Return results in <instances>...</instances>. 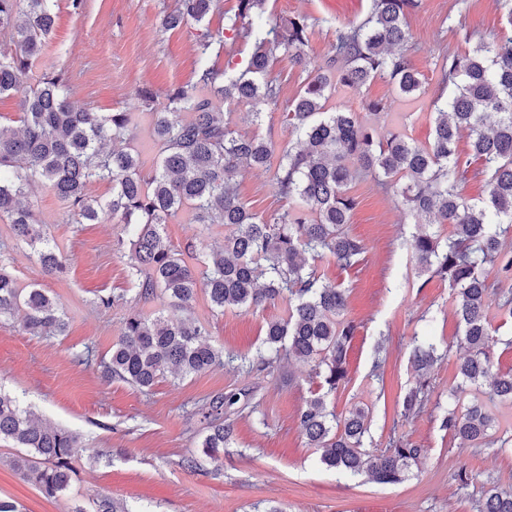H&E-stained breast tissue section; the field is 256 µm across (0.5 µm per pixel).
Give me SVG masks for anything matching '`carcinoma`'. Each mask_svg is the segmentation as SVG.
Here are the masks:
<instances>
[{
	"instance_id": "cac0c4a2",
	"label": "carcinoma",
	"mask_w": 512,
	"mask_h": 512,
	"mask_svg": "<svg viewBox=\"0 0 512 512\" xmlns=\"http://www.w3.org/2000/svg\"><path fill=\"white\" fill-rule=\"evenodd\" d=\"M26 7H20L21 3ZM219 0H179L163 15L161 27L174 29L192 20L205 21ZM268 0H237L226 30L251 45L247 64L234 75L209 66L198 71L200 96L177 88L167 103L153 108L154 93L140 91L153 110V136L159 146L152 174L141 175L138 155L124 143L136 136L125 112H94L72 101L62 73L45 74L30 91L23 89L43 40L54 28L56 0H0V95L22 92L19 130L0 125V218L8 219L15 237L37 254L44 273L65 269V260L44 231L29 190L48 185L65 205L67 221L89 224L112 217L126 225L131 261L128 276L144 301L164 299L174 310H186L203 287L211 306L257 309L286 300L285 318L267 323L264 349L253 358L223 356L200 322L159 311L134 314L104 363L117 376L141 389L151 388L166 372L195 375L217 364L233 370L261 371L277 359L293 357L311 366L327 392L306 400L299 411L301 433L309 447L322 449L321 461L340 474L368 473L380 484L402 482L422 452L391 429L388 447L377 452L364 446L367 414L353 408L343 416L328 408L327 394L347 382L348 352L357 325L345 317L344 291L321 283L315 262L326 257L348 268L365 253L364 244L344 229L356 200L349 194L355 173L371 176L395 189L409 210L427 224H448L445 240L422 232L410 247L423 272L449 282L461 333L458 345L467 356L458 365L456 392L471 394L464 405L448 410L444 426L453 438L480 448L496 427L488 401H512V371L495 369L493 349L499 343L485 304L493 287L512 281V253L502 237L512 234V48L479 42L468 54L443 57V81L455 86L449 98L431 101L437 114L432 140L418 144L401 131L378 133L367 114L329 110L326 102L339 86L358 90L374 78L392 84L405 98L422 94L423 82L405 56L409 35L406 18L419 0H372L367 17L336 29L330 56L308 68L304 17L254 28L252 17L266 12ZM224 47L222 34L205 32L199 58L213 46ZM287 55L308 70L305 83L288 105L286 121L296 145L276 150L258 134L242 135L224 122L217 103L228 100L257 106L248 113L259 125L261 107L277 105L281 87L271 78L273 63ZM191 113L185 120L182 112ZM471 140L472 156L490 173L489 197L482 204L459 190L468 162L456 150L461 132ZM274 169L276 193L287 208L260 216L242 202L235 178L246 169ZM108 183L112 197L92 199L87 188ZM197 224L224 225V245L205 262L198 278L184 255L171 248L164 225L184 209ZM23 314V328L35 336H59L67 328L54 298L36 286L21 288L0 268V317ZM433 343L419 344L413 363L419 376L447 355ZM241 401V393L211 397L199 409L206 421L202 448L218 462L233 437L224 413ZM427 385L420 381L403 396L401 416L425 411ZM0 441L26 452L9 464L47 498L70 488L80 441L73 432L43 425L20 402L0 392ZM473 512H512V489L488 483ZM71 512H121L108 497L92 508L78 502Z\"/></svg>"
}]
</instances>
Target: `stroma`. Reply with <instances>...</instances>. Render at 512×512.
<instances>
[{
	"mask_svg": "<svg viewBox=\"0 0 512 512\" xmlns=\"http://www.w3.org/2000/svg\"><path fill=\"white\" fill-rule=\"evenodd\" d=\"M82 14H72L69 0H58L54 33L36 60L32 79L60 72L68 78L73 101L98 112L129 113L138 129L130 146L145 170H152L158 146L150 130L153 121L139 97L142 87L165 98L172 89L194 90L198 43L204 31L224 32L226 45L209 62L229 74L242 70L248 49L233 32L225 31L224 16L236 0H220L208 26L187 22L174 30L159 25L162 13L177 9L178 0H86ZM371 0H269L263 16L272 24L284 18L308 19L306 52L311 65L327 59L336 30L364 20ZM410 65L423 79L427 97L446 94L440 74L443 55L468 52L471 44L512 43V16L502 0H422L408 16ZM281 94L277 105L264 107L261 125L246 119L250 107L228 101L220 110L232 128L260 134L276 147L288 144L286 107L305 78L301 69L279 57L273 68ZM386 102L389 115L381 130L399 128L415 142L431 140L435 114L421 104L401 100L385 79L376 78L361 90L337 88L329 104L363 111L366 101ZM272 171L246 170L236 179L242 201L268 216L284 208ZM357 205L345 230L361 239L366 251L348 269L334 259L319 261L323 284L343 290L346 316L358 325L349 351L348 381L327 401L337 414L360 407L368 415L365 445L382 449L388 442L386 413L415 386L412 351L429 340L448 347L427 376L429 402L425 413L404 421L399 432L424 453L407 480L382 485L365 475H342L320 461L307 445L298 422L306 400L320 390L307 364L289 359L262 372H238L221 366L187 377L164 376L148 390L103 374L102 362L122 334L128 315L162 310L161 300L142 301L128 277L129 251L116 250L125 228L110 219L96 224H71L63 203L45 185L31 198L67 270L45 274L36 254L16 238L0 219V267L20 284L44 288L59 302L68 323L65 335L34 336L19 318L0 319V390L17 397L44 421L80 437L83 451L74 462L68 492L45 498L7 463L16 450L0 442V496L18 502L23 512H68L73 501L107 496L126 512H472V502L487 480L512 487V445L492 436L480 448H466L442 426L456 385L463 352L452 342L459 332L454 302L446 280L420 271L410 249L422 230L421 218L408 213L392 190L359 176L350 185ZM164 235L170 246L184 250L194 243L189 264L203 270L210 252L223 245L224 229L194 223L189 212L169 221ZM125 295L123 304L105 310L99 296ZM288 304L279 300L263 309L229 308L213 311L205 293H198L188 315L206 325L213 344L234 355H252L262 346L268 320L286 317ZM386 359L383 380L372 377L376 356ZM244 391L246 407L225 413L233 426V444L222 462L202 453L206 424L196 413L207 397ZM192 459L196 468H184ZM467 469L468 484L457 478Z\"/></svg>",
	"mask_w": 512,
	"mask_h": 512,
	"instance_id": "1",
	"label": "stroma"
}]
</instances>
